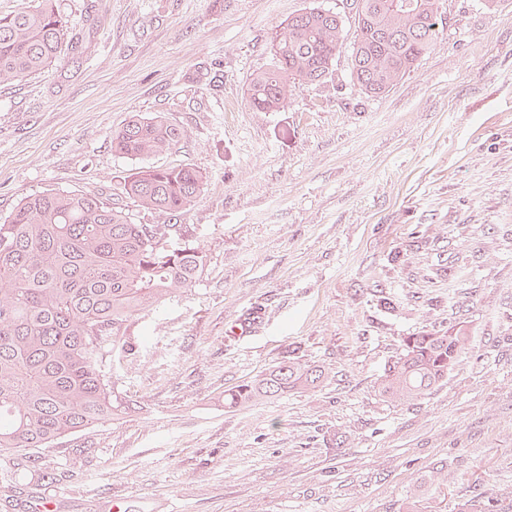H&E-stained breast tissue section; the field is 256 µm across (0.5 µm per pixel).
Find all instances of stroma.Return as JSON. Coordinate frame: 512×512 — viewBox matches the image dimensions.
<instances>
[{
    "instance_id": "stroma-1",
    "label": "stroma",
    "mask_w": 512,
    "mask_h": 512,
    "mask_svg": "<svg viewBox=\"0 0 512 512\" xmlns=\"http://www.w3.org/2000/svg\"><path fill=\"white\" fill-rule=\"evenodd\" d=\"M345 0H62L74 45L0 81V222L19 200L83 191L136 224L187 227L195 288L127 324L110 368L140 408L15 476L0 512H512V0H445L436 44L389 92L364 93L341 51L321 85L247 107L292 13ZM162 114L185 138L126 158L112 132ZM206 176L184 214L122 192L138 168ZM250 318L244 336L225 330ZM468 329L460 368L428 395L376 388L404 337ZM320 386L245 409L224 391L286 359Z\"/></svg>"
}]
</instances>
